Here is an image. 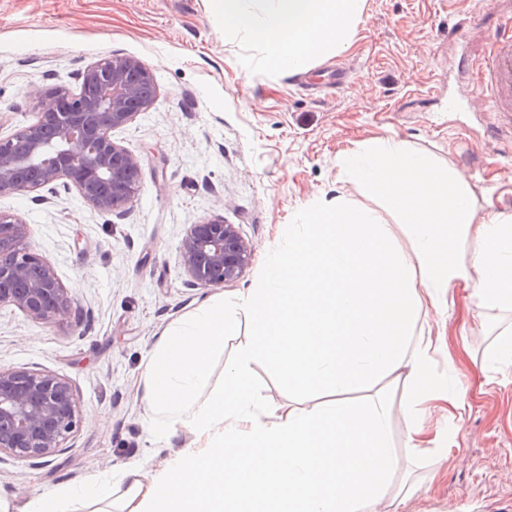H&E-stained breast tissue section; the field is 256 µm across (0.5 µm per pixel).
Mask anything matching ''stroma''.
I'll return each mask as SVG.
<instances>
[{
    "instance_id": "1",
    "label": "stroma",
    "mask_w": 512,
    "mask_h": 512,
    "mask_svg": "<svg viewBox=\"0 0 512 512\" xmlns=\"http://www.w3.org/2000/svg\"><path fill=\"white\" fill-rule=\"evenodd\" d=\"M507 23L512 0H366L352 45L298 77L225 32L212 0H0L1 136L35 121L36 91H78L84 70L104 59L135 58L156 81L149 110L112 133L141 164L126 211L100 212L59 182L0 198L73 300L70 316L52 323L0 307V367L65 378L78 406L65 450L27 463L0 457V495L15 512L95 474L156 468L191 443L183 430L162 440L148 430L150 352L201 303L254 287L300 207L343 193L383 210L367 188L339 179L357 143L403 140L464 176L478 217L512 214V126L470 108L468 73ZM339 64L351 69L341 90L330 81ZM212 220L235 225L253 257L235 281L202 288L180 244L191 225ZM426 319L443 346L435 371L455 376L465 408L453 416L446 401H427L417 455L401 418L404 383L392 384L396 479L416 491L401 506L385 496L376 512H512V368H481L499 319L479 317L462 288Z\"/></svg>"
}]
</instances>
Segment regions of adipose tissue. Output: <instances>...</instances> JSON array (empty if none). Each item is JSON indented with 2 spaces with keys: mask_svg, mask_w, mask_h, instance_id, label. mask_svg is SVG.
Instances as JSON below:
<instances>
[{
  "mask_svg": "<svg viewBox=\"0 0 512 512\" xmlns=\"http://www.w3.org/2000/svg\"><path fill=\"white\" fill-rule=\"evenodd\" d=\"M224 29L259 44L266 65L304 72L348 48L365 0H214ZM344 182L379 195L403 218L409 252L375 209L346 196L301 208L258 284L233 303H202L175 321L148 358L144 398L159 438L195 437L164 466H133L30 498L24 512H374L401 468L381 383L404 377L403 421L421 446L423 404L464 408L460 387L434 374L424 306L470 290L482 314L512 313V214L477 220L471 186L394 138L340 160ZM250 340L207 393L208 361L240 323ZM288 385L267 407L257 362Z\"/></svg>",
  "mask_w": 512,
  "mask_h": 512,
  "instance_id": "adipose-tissue-1",
  "label": "adipose tissue"
}]
</instances>
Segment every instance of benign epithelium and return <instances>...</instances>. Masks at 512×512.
Here are the masks:
<instances>
[{
	"instance_id": "7a95c632",
	"label": "benign epithelium",
	"mask_w": 512,
	"mask_h": 512,
	"mask_svg": "<svg viewBox=\"0 0 512 512\" xmlns=\"http://www.w3.org/2000/svg\"><path fill=\"white\" fill-rule=\"evenodd\" d=\"M154 76L132 57L88 67L77 93L51 87L36 93L37 119L0 137V197L61 181L100 212L123 211L135 200L140 160L112 141V130L146 111L143 93ZM29 225L0 211V306L51 323L72 302L51 263L29 243ZM188 275L206 287L239 278L253 248L233 224H193L181 243ZM77 427L76 399L62 377L0 368V453L18 461L61 451Z\"/></svg>"
}]
</instances>
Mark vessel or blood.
Returning <instances> with one entry per match:
<instances>
[{"mask_svg": "<svg viewBox=\"0 0 512 512\" xmlns=\"http://www.w3.org/2000/svg\"><path fill=\"white\" fill-rule=\"evenodd\" d=\"M473 80L487 93L496 111L512 115V32L503 31L493 42L487 60L475 68Z\"/></svg>", "mask_w": 512, "mask_h": 512, "instance_id": "b4317fda", "label": "vessel or blood"}]
</instances>
